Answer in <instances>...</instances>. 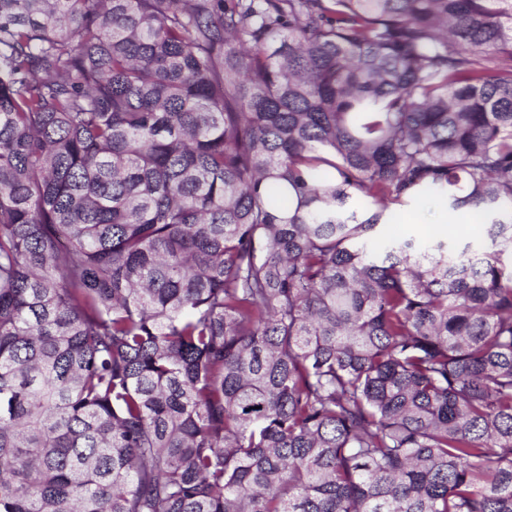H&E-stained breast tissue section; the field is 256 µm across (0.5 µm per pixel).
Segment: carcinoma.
<instances>
[{
	"label": "carcinoma",
	"mask_w": 512,
	"mask_h": 512,
	"mask_svg": "<svg viewBox=\"0 0 512 512\" xmlns=\"http://www.w3.org/2000/svg\"><path fill=\"white\" fill-rule=\"evenodd\" d=\"M506 251L512 0H0V512H512ZM434 199L428 200L420 206L397 207L399 212L398 224H384L378 228V239L382 243L385 239L396 236L404 238H414L420 242H426L431 239H448V241L459 249L470 245L471 249L479 250L489 247V241L481 230L472 232L467 226L470 222L469 216L465 213L456 214L455 226H441L435 224L440 215L448 213L446 210L432 207ZM419 215H423L421 219ZM466 220H460V218ZM437 218V219H436ZM452 231L448 233V229Z\"/></svg>",
	"instance_id": "1"
}]
</instances>
